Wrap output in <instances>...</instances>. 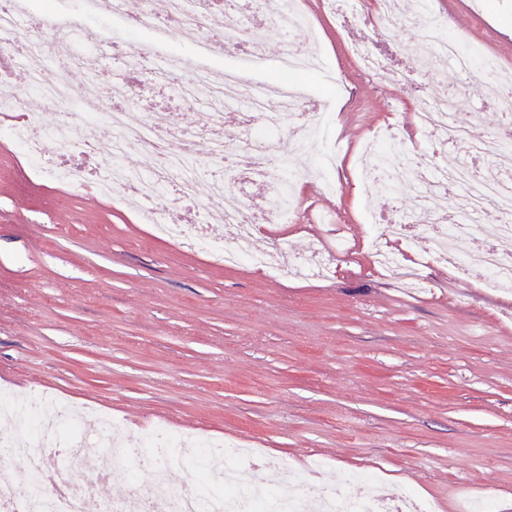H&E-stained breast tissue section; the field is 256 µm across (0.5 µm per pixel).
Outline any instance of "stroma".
<instances>
[{"label": "stroma", "instance_id": "35a3bbf8", "mask_svg": "<svg viewBox=\"0 0 512 512\" xmlns=\"http://www.w3.org/2000/svg\"><path fill=\"white\" fill-rule=\"evenodd\" d=\"M301 3L314 33L299 41L322 60L302 92L318 101L335 96L343 191L319 184L330 140L313 149L284 136L270 143L276 165L267 177L228 188L248 198L261 222L274 188L293 174L291 223L270 225L253 247L281 238L292 255L316 244L332 251L331 227L343 224L349 250L338 275L274 278L176 247L123 195L59 185L32 173L11 146L0 150V394L98 407L135 436L163 426L259 446L286 469L280 480L261 467L252 477L282 494L296 491L313 459L335 475L340 492L349 473L365 472L379 477L383 496L406 491L435 512H457L490 492L498 512H512V297L432 260L416 269L430 283L424 293L373 270L374 224L395 220L415 197L402 185L368 192L359 167L363 145L385 124L408 133V152L429 164L458 161L454 150L433 151L414 117L433 88L479 84L483 70L464 77L447 65L424 67L421 26L448 20L478 63L512 71V0H430L420 23L395 29L344 26L324 0ZM84 22L106 32L100 49L110 61L97 70L105 91L130 73L129 57L114 54V45L135 47L147 36L122 18ZM354 41L387 55L385 75L360 70L348 53ZM25 65L14 55L0 80L37 113L28 135L41 140L57 114L19 82ZM146 78L150 90L128 106L126 123L174 112L177 131L194 137L187 168L208 163L210 104L178 100L160 70ZM454 118L477 136L502 126L495 106L476 98L461 100ZM150 478L135 462L116 465L98 498L123 499Z\"/></svg>", "mask_w": 512, "mask_h": 512}]
</instances>
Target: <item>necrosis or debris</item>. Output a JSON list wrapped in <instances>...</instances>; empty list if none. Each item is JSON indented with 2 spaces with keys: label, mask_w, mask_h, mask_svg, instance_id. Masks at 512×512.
Here are the masks:
<instances>
[{
  "label": "necrosis or debris",
  "mask_w": 512,
  "mask_h": 512,
  "mask_svg": "<svg viewBox=\"0 0 512 512\" xmlns=\"http://www.w3.org/2000/svg\"><path fill=\"white\" fill-rule=\"evenodd\" d=\"M34 9L33 0H0V49L13 51L21 46L30 54L44 53L41 40L19 37L21 23L31 20ZM336 13L351 24L370 22L392 28L414 18L413 13L403 10L401 0H378L377 13L370 17L364 13L363 0H336ZM132 21L137 30L152 34L163 30L166 24H175L184 42L199 55L205 52L207 33L212 29L217 30L229 49L245 42L257 44L260 37L256 29L244 32L237 20L212 21L201 0H154L152 10L133 16ZM423 42L434 55L460 72H470L476 65L460 42L448 36L444 23L429 22L423 30ZM308 67L303 53L292 45L280 63L286 79L277 88L251 82L237 72L218 73L197 86L184 81L182 70L165 71L169 86L180 96L203 98L219 105V112L211 117L213 126H222L224 109L239 104L248 108L251 127L243 140L231 146L223 138L214 139L209 166L187 176L180 175L179 158L166 147L172 127L170 112L157 110L150 114L146 124L127 125L121 104L139 96V89L126 83L114 86L111 102L95 106L89 93L75 94L66 67L55 70L51 80L33 81L42 97L59 108L58 123L49 142L26 141L20 124L13 125L11 131L33 165L47 170L51 177L65 178L74 188L84 186L86 170L77 164L49 165L48 155L64 157L77 150L90 153L101 140H109L115 162L98 174L97 186L134 196L144 217L162 236L189 245L193 239L186 229L156 214L152 199L165 193L174 201L183 202L221 191L224 180L215 172L219 166L239 174L268 172L273 167L268 140L273 136L283 133L299 144L315 141L328 122V107L323 105L316 111L305 112L297 101L283 104L277 99L278 89L294 88L296 78ZM472 95L492 102L503 121L512 120V74L501 71L491 82L473 89L465 87L451 93L429 94L422 98L418 113V125L431 144L443 149L464 146L467 154L464 161L429 170L423 159L410 160L404 156V141L389 126L377 131L368 142L362 156V173L369 187H376L387 176L392 182L406 181L412 185L434 181L442 195L457 189L462 192L451 209L438 212L429 198L418 196L401 220L387 226L390 237L425 229L444 243L466 238L472 233L474 218L492 205L500 214V237L512 238V139L470 135L450 116L460 99ZM135 154L148 156L150 167L130 164L129 159ZM220 222L233 228L232 240H225L217 232L207 245L224 262L271 267L270 257L253 254L249 249L257 226L247 218L243 199L228 196ZM460 268L488 290L512 293V256L496 247L475 249L461 262ZM0 420L12 424L15 430L31 434L28 444L23 446L17 443L13 433L0 435V464L21 462L26 475L25 481L0 484V512H85L87 502L94 497L96 483L95 476L84 475L82 467L90 448L85 436L90 426L112 448L113 463L128 461L133 448L147 449L155 461L149 483L136 486L127 497L106 506L105 512H373L367 499L325 489L326 473L319 467L312 469L298 490L286 497L257 486L249 477L255 453L236 445L204 443L164 430L138 439H122L117 437L111 419L99 412L89 411L75 417L69 407L31 396L0 398ZM202 455L208 460L205 474L210 491L169 483L167 472L173 465L193 464ZM50 464L72 474L68 494L54 496L40 488L41 477Z\"/></svg>",
  "instance_id": "necrosis-or-debris-1"
}]
</instances>
